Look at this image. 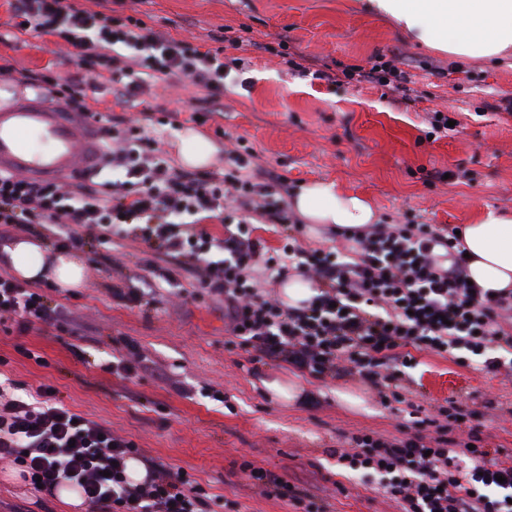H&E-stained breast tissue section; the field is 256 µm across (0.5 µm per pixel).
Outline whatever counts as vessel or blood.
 Instances as JSON below:
<instances>
[{
	"label": "vessel or blood",
	"mask_w": 512,
	"mask_h": 512,
	"mask_svg": "<svg viewBox=\"0 0 512 512\" xmlns=\"http://www.w3.org/2000/svg\"><path fill=\"white\" fill-rule=\"evenodd\" d=\"M103 137L91 120L39 98L0 105V171L58 179L99 165Z\"/></svg>",
	"instance_id": "b4317fda"
}]
</instances>
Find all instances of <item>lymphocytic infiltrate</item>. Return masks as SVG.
Listing matches in <instances>:
<instances>
[{"label": "lymphocytic infiltrate", "instance_id": "f902f5d3", "mask_svg": "<svg viewBox=\"0 0 512 512\" xmlns=\"http://www.w3.org/2000/svg\"><path fill=\"white\" fill-rule=\"evenodd\" d=\"M11 8L27 29L76 49L89 72H108L125 95L161 76L202 85L215 99L224 91L219 52L200 51L135 16L78 10L66 0H13ZM105 148L108 165L125 178L103 192L87 187L86 172L60 184L0 171V240L51 225L58 229L55 247L78 249L129 238L130 225H137L148 249L223 300L228 332L252 361L283 362L316 378H357L379 392L391 389L400 403L417 351L512 375V292L468 284L456 234L424 223H381L354 235L352 256L306 247L303 226L285 204L284 177L268 170L256 178L252 147L230 151L221 173L176 170L154 157L152 141L137 126L106 137ZM230 202L241 205L247 220L276 226L281 253L270 254L249 230L217 239L195 222V215ZM260 267L274 279L296 271L317 294L302 307H284L257 280ZM57 313L42 286L0 273V317H16L24 331ZM473 417L452 400L424 418L434 434L392 441L357 435L338 462L378 478L384 497L403 512H512V463L485 447ZM462 427L466 439L454 438ZM137 454L110 427L65 407L54 387L32 394L0 387V461L21 467L41 490L71 483L89 512L110 504L121 512H205L207 493L185 473L152 464L142 481L130 482L125 462Z\"/></svg>", "mask_w": 512, "mask_h": 512}]
</instances>
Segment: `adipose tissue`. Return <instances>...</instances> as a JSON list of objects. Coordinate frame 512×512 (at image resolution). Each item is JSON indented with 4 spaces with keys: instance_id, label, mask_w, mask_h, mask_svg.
<instances>
[{
    "instance_id": "1",
    "label": "adipose tissue",
    "mask_w": 512,
    "mask_h": 512,
    "mask_svg": "<svg viewBox=\"0 0 512 512\" xmlns=\"http://www.w3.org/2000/svg\"><path fill=\"white\" fill-rule=\"evenodd\" d=\"M370 10L391 19L425 46L460 59H512V0H369ZM292 208L305 223L354 233L379 220L372 201L336 182L301 184ZM459 239L469 261L467 274L478 287L512 291V216L488 208L469 217ZM21 279H52L61 287H79L84 266L74 253L49 250L41 242L19 238L7 249Z\"/></svg>"
}]
</instances>
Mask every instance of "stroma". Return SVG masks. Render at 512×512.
<instances>
[{"instance_id":"35a3bbf8","label":"stroma","mask_w":512,"mask_h":512,"mask_svg":"<svg viewBox=\"0 0 512 512\" xmlns=\"http://www.w3.org/2000/svg\"><path fill=\"white\" fill-rule=\"evenodd\" d=\"M75 7L133 15L200 50L243 58L226 79L221 110L199 132L224 166L235 143L253 147L264 168L301 182L330 180L370 198L380 222L457 228L485 207L512 214V66L455 59L401 32L365 7L366 0H69ZM10 0H0V90L35 95L20 71L45 74L83 89L103 127L120 132L143 112H175L177 127H146L165 158L180 167L177 134L206 107L191 83L152 82L136 105L119 102L108 77L87 72L55 37L19 32ZM304 58L303 70L288 64ZM389 61L408 75L399 86L355 80L358 71ZM324 78H317V71ZM444 112L453 131H434ZM83 283L50 292L71 319L19 332L0 319V376L32 391L54 385L69 409L132 440L143 458L187 473L201 484L209 512H304L272 496L243 473V462L272 471L322 498L326 512H400L360 473L341 467L336 450L348 437L387 439L414 433L407 413L382 403L350 378L318 379L285 363L249 361L227 344L224 303L196 296L194 276L175 270L181 296L136 305L113 298L153 258L144 246L79 251ZM150 368L116 374L111 364L129 350ZM409 388L424 408L456 399L482 416L490 448L512 457V378L463 367L419 352ZM295 382L285 402L267 381ZM362 401L355 408L339 392ZM223 401H216L215 393ZM0 464V512H62L55 496L16 478Z\"/></svg>"}]
</instances>
